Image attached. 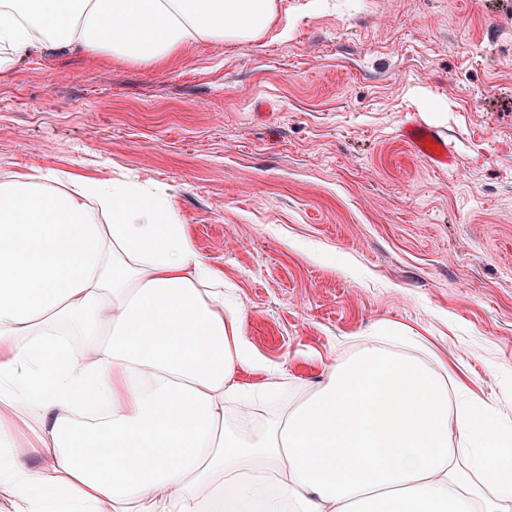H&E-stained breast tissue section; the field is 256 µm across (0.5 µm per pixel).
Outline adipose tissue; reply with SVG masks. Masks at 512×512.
Listing matches in <instances>:
<instances>
[{"instance_id":"1","label":"adipose tissue","mask_w":512,"mask_h":512,"mask_svg":"<svg viewBox=\"0 0 512 512\" xmlns=\"http://www.w3.org/2000/svg\"><path fill=\"white\" fill-rule=\"evenodd\" d=\"M278 20L276 0H0V75L48 50L155 67ZM244 323L166 189L0 178V512H512V420L395 326L239 435L225 403L285 376L240 383L265 366Z\"/></svg>"}]
</instances>
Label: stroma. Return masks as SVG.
<instances>
[{"instance_id":"stroma-1","label":"stroma","mask_w":512,"mask_h":512,"mask_svg":"<svg viewBox=\"0 0 512 512\" xmlns=\"http://www.w3.org/2000/svg\"><path fill=\"white\" fill-rule=\"evenodd\" d=\"M277 0L288 38L160 70L41 52L0 79V176L166 187L245 333L314 390L383 324L512 416V0ZM451 133L454 172L398 140Z\"/></svg>"}]
</instances>
